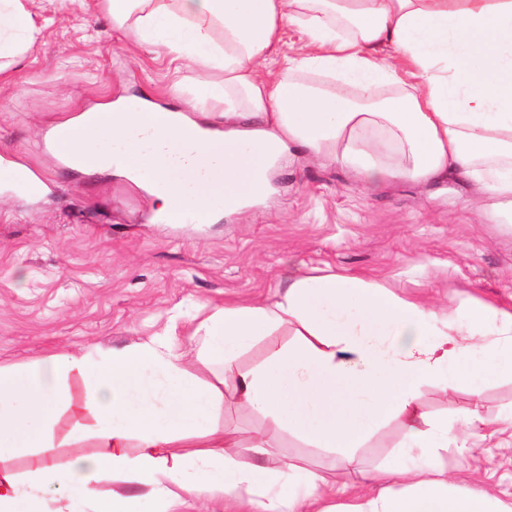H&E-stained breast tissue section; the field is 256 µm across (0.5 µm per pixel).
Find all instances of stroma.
<instances>
[{
	"label": "stroma",
	"mask_w": 512,
	"mask_h": 512,
	"mask_svg": "<svg viewBox=\"0 0 512 512\" xmlns=\"http://www.w3.org/2000/svg\"><path fill=\"white\" fill-rule=\"evenodd\" d=\"M25 54L0 77V159L31 183L0 180V363L150 341L177 317L186 342L195 306L272 300L295 275L336 272L403 298L450 304L455 294L512 308V223H484L464 179H391L373 191L346 168L296 151L272 192L244 214L205 224L163 223L142 189L117 172L81 173L53 151L49 133L121 97L173 104V84L203 80L163 49L134 47L100 0H42ZM430 414L461 418L464 390L428 382ZM399 422L357 449L355 470L296 435L270 434L268 465L294 463L331 484L368 490L364 474L398 452ZM449 475L512 503V447L489 443L442 455Z\"/></svg>",
	"instance_id": "35a3bbf8"
}]
</instances>
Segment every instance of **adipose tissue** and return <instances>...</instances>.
I'll return each instance as SVG.
<instances>
[{
  "instance_id": "obj_1",
  "label": "adipose tissue",
  "mask_w": 512,
  "mask_h": 512,
  "mask_svg": "<svg viewBox=\"0 0 512 512\" xmlns=\"http://www.w3.org/2000/svg\"><path fill=\"white\" fill-rule=\"evenodd\" d=\"M113 25L140 44L224 75L223 128L181 110L120 104L95 123L76 117L62 149L99 171L121 158L166 223L242 213L297 145L376 186L451 175L471 182L489 222L512 212V0H104ZM34 0H0V59L27 50ZM303 53L285 49L288 27ZM292 344L244 370L255 339ZM169 324L150 342L0 365V512H172L183 496L247 498L254 512H332L337 488L301 466L241 464L223 424L221 385L273 429L330 449L344 469L387 419L400 450L372 474L377 490L344 512H512L449 478L440 452L468 451L491 423L470 409L456 423L423 411L429 381L480 397L512 378V309L461 299L458 309L396 296L338 273L293 278L268 303L209 308L193 328L199 380ZM92 440L99 452L64 466L47 448ZM41 455L26 473L8 460Z\"/></svg>"
}]
</instances>
